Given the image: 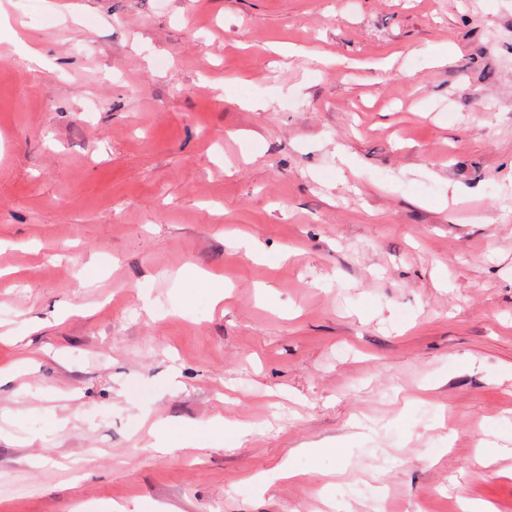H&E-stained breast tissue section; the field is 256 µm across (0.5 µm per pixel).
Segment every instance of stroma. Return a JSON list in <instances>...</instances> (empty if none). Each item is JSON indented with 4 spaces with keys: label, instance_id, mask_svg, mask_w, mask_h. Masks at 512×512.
Here are the masks:
<instances>
[{
    "label": "stroma",
    "instance_id": "obj_1",
    "mask_svg": "<svg viewBox=\"0 0 512 512\" xmlns=\"http://www.w3.org/2000/svg\"><path fill=\"white\" fill-rule=\"evenodd\" d=\"M464 498L512 512V0H0V512Z\"/></svg>",
    "mask_w": 512,
    "mask_h": 512
}]
</instances>
